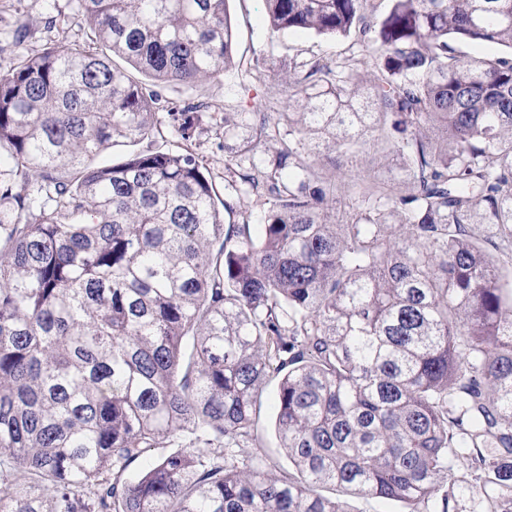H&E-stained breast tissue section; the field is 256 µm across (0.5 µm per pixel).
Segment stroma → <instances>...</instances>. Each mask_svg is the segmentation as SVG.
<instances>
[{
  "instance_id": "35a3bbf8",
  "label": "stroma",
  "mask_w": 512,
  "mask_h": 512,
  "mask_svg": "<svg viewBox=\"0 0 512 512\" xmlns=\"http://www.w3.org/2000/svg\"><path fill=\"white\" fill-rule=\"evenodd\" d=\"M227 11L235 35L234 64L217 78L202 80L194 90L178 84L161 91L155 143L181 152L191 151L202 162L216 187H223L224 160L238 144L225 138V112H249L270 95L269 83L256 77L247 79L243 71L256 61L272 68L287 62L302 63L322 59L336 63L362 54L357 37H330L271 31L263 22L264 0H228ZM87 26L75 0H0V75L10 71L28 54L40 52L47 44L82 43ZM188 104L200 107V121L192 141H184L172 126L169 109ZM276 381H268L260 398L257 416L259 444L272 453L277 466H287L279 455L275 433Z\"/></svg>"
}]
</instances>
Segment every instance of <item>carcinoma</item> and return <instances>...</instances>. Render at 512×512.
Returning <instances> with one entry per match:
<instances>
[{
    "mask_svg": "<svg viewBox=\"0 0 512 512\" xmlns=\"http://www.w3.org/2000/svg\"><path fill=\"white\" fill-rule=\"evenodd\" d=\"M264 2L368 54L224 113L258 236L188 151L95 163L155 137L157 86L232 65L226 0H76L88 42L0 76V512H512V0H389L377 27L379 0ZM240 199L237 200V207H236V212L231 215V217H229L226 214H224V218H225V222L228 223L229 221L230 222H234V223H239L241 224L242 223V218L244 216H246L250 211H252V216L251 218L249 219V224H255V225H252L251 228H252V231L253 233L257 234L258 231H259V226L256 225V224H259V216H260V211L258 208H253V200H254V196L253 195H242V196H239ZM277 380L268 381L260 398V405L257 416V437L258 443L269 452L276 462V470L280 467H288V460L278 453L276 448L275 433V394Z\"/></svg>",
    "mask_w": 512,
    "mask_h": 512,
    "instance_id": "obj_1",
    "label": "carcinoma"
}]
</instances>
